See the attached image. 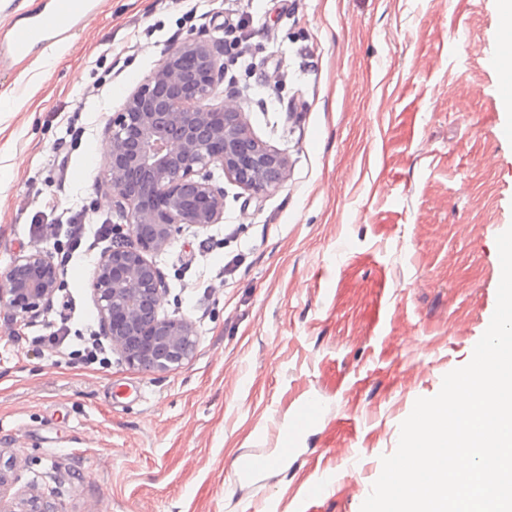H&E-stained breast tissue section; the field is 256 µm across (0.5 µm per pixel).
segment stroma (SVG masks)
I'll use <instances>...</instances> for the list:
<instances>
[{
	"mask_svg": "<svg viewBox=\"0 0 512 512\" xmlns=\"http://www.w3.org/2000/svg\"><path fill=\"white\" fill-rule=\"evenodd\" d=\"M100 2L51 71L0 67V274L35 249L72 255L49 310L0 306V456L58 512H360L401 422L470 361L496 307L512 226V142L496 129L512 105L482 56L504 35L499 0ZM193 37L225 43L215 101L234 96L288 176L255 196L214 170L223 219L153 255L160 315L196 328L191 360L90 363L76 351L100 335L90 280L112 244L96 154L129 93ZM63 323L71 352L36 344ZM306 397L319 411L298 454L238 482L236 455L276 456Z\"/></svg>",
	"mask_w": 512,
	"mask_h": 512,
	"instance_id": "1",
	"label": "stroma"
}]
</instances>
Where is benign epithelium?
Instances as JSON below:
<instances>
[{"label":"benign epithelium","instance_id":"benign-epithelium-1","mask_svg":"<svg viewBox=\"0 0 512 512\" xmlns=\"http://www.w3.org/2000/svg\"><path fill=\"white\" fill-rule=\"evenodd\" d=\"M224 64L213 43L190 38L126 98L108 124L101 186L112 195V246L101 253L90 289L102 335L132 368L166 373L190 360L194 324L161 318L165 291L148 255L167 248L184 224L208 227L224 215V189L208 168L254 195L278 188L288 157L256 137L232 103H214ZM61 272L41 250L18 255L0 280V304L33 316L53 304ZM19 476L0 471V512H57L32 484L10 493Z\"/></svg>","mask_w":512,"mask_h":512}]
</instances>
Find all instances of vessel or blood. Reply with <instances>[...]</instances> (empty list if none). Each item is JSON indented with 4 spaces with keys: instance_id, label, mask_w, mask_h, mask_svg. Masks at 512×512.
Returning a JSON list of instances; mask_svg holds the SVG:
<instances>
[{
    "instance_id": "obj_1",
    "label": "vessel or blood",
    "mask_w": 512,
    "mask_h": 512,
    "mask_svg": "<svg viewBox=\"0 0 512 512\" xmlns=\"http://www.w3.org/2000/svg\"><path fill=\"white\" fill-rule=\"evenodd\" d=\"M94 0H40L33 9L24 12L5 37H0V57L24 60L48 42L64 40L93 9ZM289 448H282L277 458L244 451L235 458V477L248 483L263 472L286 461Z\"/></svg>"
}]
</instances>
